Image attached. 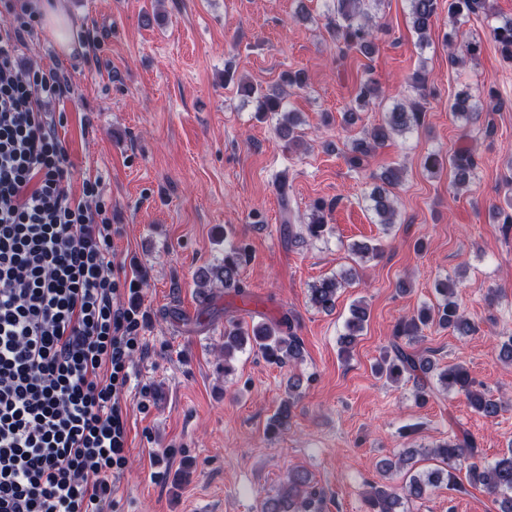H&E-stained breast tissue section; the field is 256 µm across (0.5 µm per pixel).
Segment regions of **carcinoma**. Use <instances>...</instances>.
I'll return each mask as SVG.
<instances>
[{
    "label": "carcinoma",
    "mask_w": 512,
    "mask_h": 512,
    "mask_svg": "<svg viewBox=\"0 0 512 512\" xmlns=\"http://www.w3.org/2000/svg\"><path fill=\"white\" fill-rule=\"evenodd\" d=\"M409 19L417 43L424 47L429 44L430 33L438 17L439 0H408ZM382 0H326L327 27L332 38L347 48H353L365 55L376 48L379 25L376 22V10ZM484 17L492 21L490 36L497 44L504 58L512 61V17H501L495 11L494 0H448V19L453 28H460L472 17ZM448 43V61L452 65L466 61H475L481 53V40L472 38L460 43L453 40V34H445ZM305 85L302 73H285L280 83L267 89L251 84L245 86L248 96L256 103L258 118L278 117V131L288 139V145L297 143L295 135L297 114L286 109V99L290 93L284 87L300 89ZM379 97L378 82L372 78L363 80L359 86L355 101L358 108H349L343 113V121L353 126L360 120L358 110L368 107ZM504 100L490 90L486 93L467 90L457 94L450 106L453 117L460 121H469L471 116L485 109L499 111ZM425 123V111L416 100L396 104L386 113L384 122L365 127L360 137L352 141V154L349 163L354 168L361 167L367 157L378 146L394 136H405ZM423 168L432 175L440 173L444 165H449L453 175V184L462 190L469 188L476 179L479 169L477 157L468 150L459 149L448 159L436 152H428L421 159ZM401 183V171L388 168L376 176V183L368 194L369 208L377 222L390 226L395 223L396 189ZM332 205L318 202L305 228L309 236L320 238L326 232L325 212ZM245 249L234 242H224V260L212 268L201 279L200 287L205 288L211 282H218L224 290L242 293L239 279L240 268L245 262ZM350 281V274L342 272L323 279L309 288V302L312 307L330 312L336 307L340 288ZM459 281L448 275L436 284L439 300L434 306H424L417 313L402 318L396 323L391 336L390 348L375 364V371L387 380L397 383L408 377L414 380L417 392L416 403L423 405L434 391L465 397L469 407L486 418L498 416L502 404L495 400L460 364L436 368L431 356L409 349L403 340H412L425 328L435 325L450 329L459 336H468L475 332V322L460 310L456 301ZM369 318L368 307L358 302L350 308L345 321L344 333L340 344L344 349L352 348L362 335ZM249 345L258 349L265 359L276 365L294 364L303 359L301 337L294 331L293 322H262L250 329L235 321L224 326V375L233 371L232 360L235 353ZM436 373L437 389L427 386V378ZM294 402H284L273 417V426L277 430L288 428L292 419ZM432 454L439 459L442 467L417 472L409 476L405 485L397 490L385 483L373 482L365 495L366 512H407L405 503L420 499L425 492L446 484L448 490L460 494L468 493L470 487H482L494 496L500 512H512V448L492 463L484 461L476 438L466 430L453 433L448 441L432 448ZM415 454L406 451L400 454L398 461L385 460L380 469L414 468ZM465 470V480L458 479L456 472ZM324 493L311 481L308 473L299 468L288 472L283 491L267 498L261 505V512H321Z\"/></svg>",
    "instance_id": "obj_1"
}]
</instances>
